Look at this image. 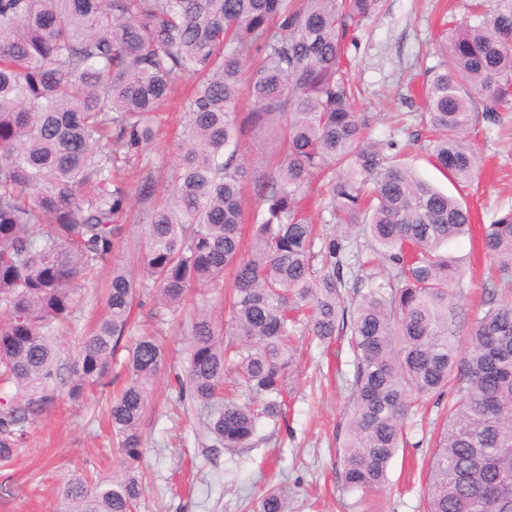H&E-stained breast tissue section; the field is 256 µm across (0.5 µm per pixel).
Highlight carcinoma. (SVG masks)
<instances>
[{
    "mask_svg": "<svg viewBox=\"0 0 512 512\" xmlns=\"http://www.w3.org/2000/svg\"><path fill=\"white\" fill-rule=\"evenodd\" d=\"M381 0H0V463L13 460L57 399L56 333L75 282L123 241L131 200L146 223L140 273L112 266L107 317L79 342L69 396L110 383L123 473L68 481L67 512H138L139 432L167 357L163 330L124 346L141 291L179 313L191 295L179 398L210 408L207 434L249 448L283 415L295 336L353 355L342 489H382L424 396L450 395L430 457L427 512H490L484 491L512 481V212L483 229L498 283L456 339L461 273L444 247L471 230L467 204L420 179L396 142L378 147L355 111L349 52ZM424 87L422 148L457 183L476 174L478 116L512 104V0H473L441 40ZM194 92L168 166H150L154 118L187 77ZM251 101L242 112L243 95ZM275 128L276 162L245 179L246 134ZM108 150L112 167L100 163ZM251 185L259 208L245 209ZM328 212L333 235L309 210ZM378 259L383 280L368 271ZM233 277L229 322L202 307ZM359 300L347 304L344 289ZM241 395H223L227 371ZM257 512H288L271 488Z\"/></svg>",
    "mask_w": 512,
    "mask_h": 512,
    "instance_id": "1",
    "label": "carcinoma"
}]
</instances>
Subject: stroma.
I'll return each instance as SVG.
<instances>
[{
    "instance_id": "stroma-1",
    "label": "stroma",
    "mask_w": 512,
    "mask_h": 512,
    "mask_svg": "<svg viewBox=\"0 0 512 512\" xmlns=\"http://www.w3.org/2000/svg\"><path fill=\"white\" fill-rule=\"evenodd\" d=\"M467 2L383 0L358 31L351 73L361 89L357 111L369 116L372 141L401 142L420 131L425 72L439 61L449 19L464 18ZM473 146L482 168L464 186L443 176L425 151L406 152L402 159L422 179L466 201L475 224H488L501 210L512 209V109L501 111L497 124L481 123ZM448 252L465 273L456 299L465 334L483 311L489 261L473 238L449 242ZM111 277L106 263L79 281L71 328L56 339L60 365H68L82 336L105 314ZM296 347L301 369L286 397L283 420L259 426L254 447L231 450L206 434L203 406L179 401L171 380L185 356L182 341L171 344L141 421L146 453L140 512H254L274 485L287 487L292 512H426L430 438L444 404L431 398L419 406L406 422L407 445L392 459L386 486L359 499L342 491L337 466L346 440L351 356L325 352L308 336L298 337ZM112 375L115 384L77 403L67 395L68 381L58 382L55 408L31 429L16 460L0 465V512H58L68 478L90 472L107 479L121 469L123 455L108 407L126 378L123 365L114 364Z\"/></svg>"
}]
</instances>
